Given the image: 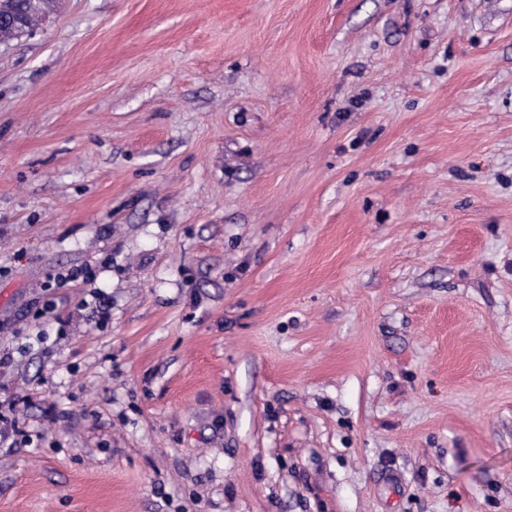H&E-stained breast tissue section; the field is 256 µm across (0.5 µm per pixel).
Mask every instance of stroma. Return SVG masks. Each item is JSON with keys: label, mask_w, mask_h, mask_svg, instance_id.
Wrapping results in <instances>:
<instances>
[{"label": "stroma", "mask_w": 512, "mask_h": 512, "mask_svg": "<svg viewBox=\"0 0 512 512\" xmlns=\"http://www.w3.org/2000/svg\"><path fill=\"white\" fill-rule=\"evenodd\" d=\"M0 431V512H512V0L0 44ZM95 272L90 268H73L64 271L56 272L52 274L48 281L43 285L45 291L56 290L57 288H63L68 283L76 282L80 278L83 283H87L95 278Z\"/></svg>", "instance_id": "35a3bbf8"}]
</instances>
